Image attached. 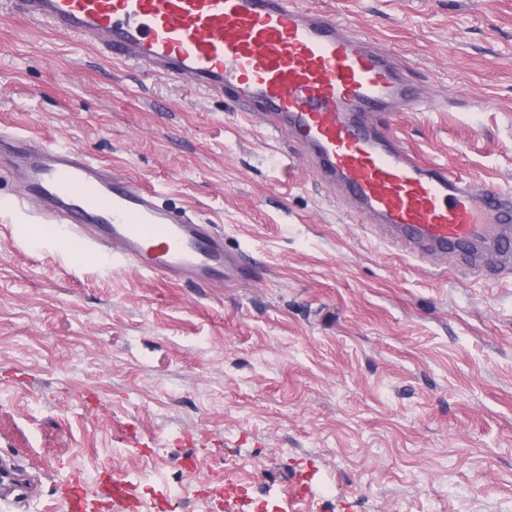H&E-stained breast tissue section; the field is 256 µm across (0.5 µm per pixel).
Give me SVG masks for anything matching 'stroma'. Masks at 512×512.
Here are the masks:
<instances>
[{
  "label": "stroma",
  "instance_id": "obj_1",
  "mask_svg": "<svg viewBox=\"0 0 512 512\" xmlns=\"http://www.w3.org/2000/svg\"><path fill=\"white\" fill-rule=\"evenodd\" d=\"M393 53L421 159L512 194V0H297ZM89 154L214 222L254 274L168 281L61 242L0 178V455L27 512H512V279L418 258L309 156L189 80L0 0V132ZM30 487L25 473L7 460L0 463V497L13 496L17 502L28 499ZM105 494L113 502V508L116 512H123L127 503L132 497L131 492L127 485L119 478L109 477V479L103 484Z\"/></svg>",
  "mask_w": 512,
  "mask_h": 512
}]
</instances>
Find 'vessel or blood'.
Wrapping results in <instances>:
<instances>
[{"label": "vessel or blood", "mask_w": 512, "mask_h": 512, "mask_svg": "<svg viewBox=\"0 0 512 512\" xmlns=\"http://www.w3.org/2000/svg\"><path fill=\"white\" fill-rule=\"evenodd\" d=\"M26 19L98 47L144 72L189 77L240 111L260 109L270 129L309 152L332 187L385 224L412 256L470 250L512 266V194L424 163L377 112L420 109L423 97L365 37L296 0H18ZM0 158L24 175L28 203L49 223L130 266L171 281L206 284L242 276L250 259L230 253L212 225L176 219L153 190L74 148L0 135ZM104 491L115 512L131 493L119 478ZM25 473L0 462V497L23 502Z\"/></svg>", "instance_id": "obj_1"}]
</instances>
